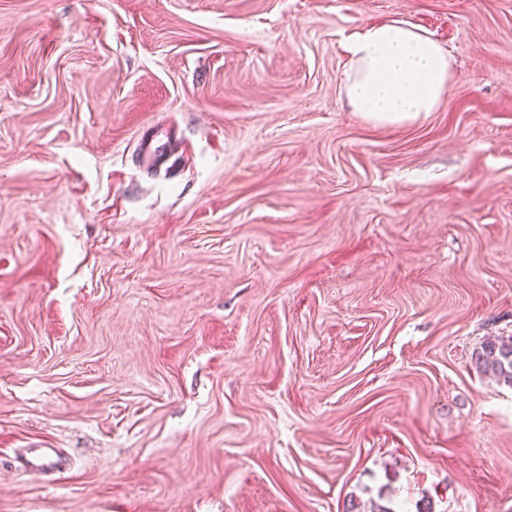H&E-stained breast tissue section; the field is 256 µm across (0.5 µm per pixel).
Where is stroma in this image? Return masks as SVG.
<instances>
[{
	"label": "stroma",
	"instance_id": "obj_1",
	"mask_svg": "<svg viewBox=\"0 0 512 512\" xmlns=\"http://www.w3.org/2000/svg\"><path fill=\"white\" fill-rule=\"evenodd\" d=\"M394 21L452 78L374 122ZM494 337L512 0H0V512H512ZM345 50L351 62L347 102L373 121L401 122L433 112L448 87V51L410 26H364L346 38ZM474 360L482 373L512 385V340L487 341L475 352ZM67 459L58 452L57 448H31L22 465L25 472L53 473L64 468Z\"/></svg>",
	"mask_w": 512,
	"mask_h": 512
}]
</instances>
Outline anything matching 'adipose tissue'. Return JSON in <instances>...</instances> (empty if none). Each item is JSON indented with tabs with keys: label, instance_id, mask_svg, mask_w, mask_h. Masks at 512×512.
<instances>
[{
	"label": "adipose tissue",
	"instance_id": "ef3b65f1",
	"mask_svg": "<svg viewBox=\"0 0 512 512\" xmlns=\"http://www.w3.org/2000/svg\"><path fill=\"white\" fill-rule=\"evenodd\" d=\"M345 81L348 104L376 122H401L434 111L448 87L447 50L422 32L395 22L350 34Z\"/></svg>",
	"mask_w": 512,
	"mask_h": 512
}]
</instances>
